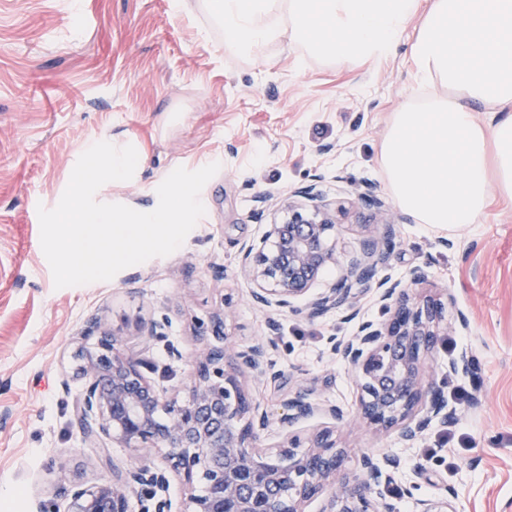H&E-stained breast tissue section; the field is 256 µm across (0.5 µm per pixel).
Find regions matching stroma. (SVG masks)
<instances>
[{"instance_id": "obj_1", "label": "stroma", "mask_w": 512, "mask_h": 512, "mask_svg": "<svg viewBox=\"0 0 512 512\" xmlns=\"http://www.w3.org/2000/svg\"><path fill=\"white\" fill-rule=\"evenodd\" d=\"M421 22L410 21L387 58L325 62L286 42L239 56L225 48L205 0H184L178 11L172 0H0V512H66L65 488L110 478L101 452L130 463L118 443L85 445L74 419L82 382L72 355L96 322L144 352L149 377L171 388L187 382L191 366L170 347L190 353L193 324L231 296L230 339L273 344L278 377L256 391L273 414L298 385L354 410L356 383L327 346L354 322L342 311L260 310L238 265L240 246L263 234L279 199L311 184L331 202L366 189L385 201L397 246L379 277L427 266L416 296L448 292V321H469L454 338L472 356L469 374L449 375L447 337L428 359L459 413L452 425L432 426L408 448L398 433L376 437L350 416L336 429L337 447L352 467L365 453L400 456L397 484L415 483L421 497L454 493L458 512H512V199L494 196L478 224H420L397 204L380 165L396 113L433 92L411 56ZM100 141L133 145L139 159L131 180L98 190L104 203L153 208L176 167L220 169L200 195L205 215L177 251L107 282L58 289L37 208L57 205L79 156ZM371 221L357 207L337 225V261L324 282L360 257ZM150 316L168 318L165 341L138 336L137 322Z\"/></svg>"}]
</instances>
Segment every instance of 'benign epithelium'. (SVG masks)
<instances>
[{"label": "benign epithelium", "instance_id": "obj_1", "mask_svg": "<svg viewBox=\"0 0 512 512\" xmlns=\"http://www.w3.org/2000/svg\"><path fill=\"white\" fill-rule=\"evenodd\" d=\"M358 204L374 209L376 224L362 240L363 257L346 275L311 294L325 267L336 262V209L306 207L292 197L283 200L279 218L267 225L256 242L240 248L241 267L252 281V299L261 308L320 317L345 309L359 314L363 290L379 288L387 317L362 320L350 336L329 339L330 351L356 378L360 396L356 417L382 435L399 429L413 442L432 424L446 425L457 416L443 390L426 374V360L438 337L467 324L445 321L439 299L417 300L411 290L427 273L414 267L397 281L375 280L377 266L395 247L393 217L384 203L368 192ZM234 305L226 298L206 323L197 328L198 347L190 354L191 374L184 388L160 390L145 375L147 360L123 348L114 332L93 326L95 342L74 353V374L83 381L75 417L88 445L110 439L130 449L136 463L120 468L109 456L103 465L112 478L67 491L68 512H129L132 497L147 492L154 512H306L321 499L320 512H398L392 489L401 460L395 455L361 456L358 466H344L334 427L324 426L305 438L289 434L276 449L259 444L260 433L275 418L245 386L248 374L261 383L271 343L238 347L229 341L226 321ZM166 318L138 325L146 341L166 337ZM471 359L462 351L448 360V375L466 373ZM277 420L283 429L299 419L327 413L344 418L336 405H322L298 388L284 402ZM161 457L163 464L155 463ZM182 477L189 490L184 509L170 496V474ZM204 480L205 493H195ZM415 512H457L448 497H415Z\"/></svg>", "mask_w": 512, "mask_h": 512}]
</instances>
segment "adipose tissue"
Segmentation results:
<instances>
[{
	"mask_svg": "<svg viewBox=\"0 0 512 512\" xmlns=\"http://www.w3.org/2000/svg\"><path fill=\"white\" fill-rule=\"evenodd\" d=\"M411 52L419 78L449 94L397 113L385 179L418 223H480L492 193L512 197V116L482 123L471 111L512 104V0H432Z\"/></svg>",
	"mask_w": 512,
	"mask_h": 512,
	"instance_id": "1",
	"label": "adipose tissue"
}]
</instances>
